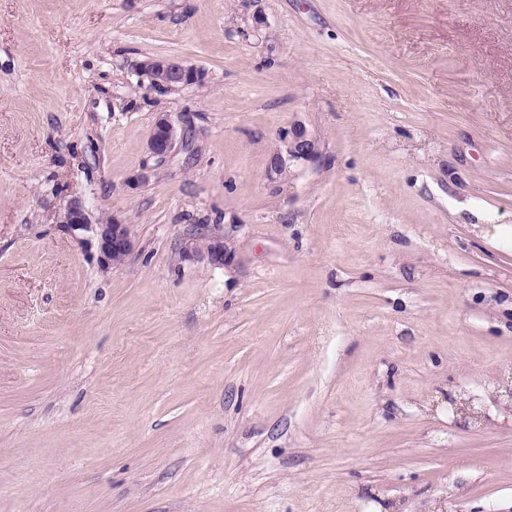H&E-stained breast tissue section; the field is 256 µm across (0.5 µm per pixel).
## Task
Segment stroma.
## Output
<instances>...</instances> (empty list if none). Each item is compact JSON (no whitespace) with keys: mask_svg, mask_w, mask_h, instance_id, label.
<instances>
[{"mask_svg":"<svg viewBox=\"0 0 512 512\" xmlns=\"http://www.w3.org/2000/svg\"><path fill=\"white\" fill-rule=\"evenodd\" d=\"M510 382L512 0H0V512H512ZM137 70L156 89L184 88L200 79V72L196 68L168 58L148 57L138 64ZM180 135L179 126L168 113H162L154 124L148 141V150L155 157L166 156ZM282 140L289 160H309L317 155L316 140L300 122L293 123L283 133ZM61 223L75 230H91L97 240L98 260L102 267L119 266L125 262L133 250V240L129 225L114 220L96 224L92 228L80 206H70L62 216Z\"/></svg>","mask_w":512,"mask_h":512,"instance_id":"obj_1","label":"stroma"}]
</instances>
